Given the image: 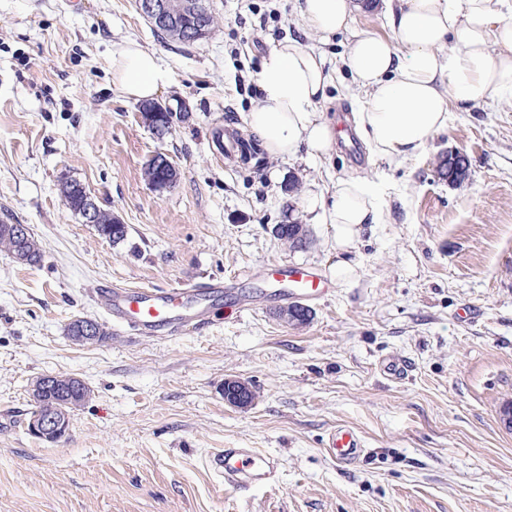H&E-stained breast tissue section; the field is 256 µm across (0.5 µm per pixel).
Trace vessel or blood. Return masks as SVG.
Returning <instances> with one entry per match:
<instances>
[{
  "mask_svg": "<svg viewBox=\"0 0 512 512\" xmlns=\"http://www.w3.org/2000/svg\"><path fill=\"white\" fill-rule=\"evenodd\" d=\"M270 276L276 285L274 297L285 301L311 300L326 295L327 290L317 274L310 269L273 265ZM221 280L210 279L180 288H100L95 296L120 326L153 336L186 333L204 325L210 316L211 304L222 297ZM329 447L337 462L354 464L363 452L357 434L347 427L337 428L329 438ZM210 467L224 479L226 486L241 491L254 486L275 487L278 483V462L269 454L254 448H227L213 454Z\"/></svg>",
  "mask_w": 512,
  "mask_h": 512,
  "instance_id": "obj_1",
  "label": "vessel or blood"
}]
</instances>
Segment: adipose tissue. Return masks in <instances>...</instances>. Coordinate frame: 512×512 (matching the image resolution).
<instances>
[{"label":"adipose tissue","mask_w":512,"mask_h":512,"mask_svg":"<svg viewBox=\"0 0 512 512\" xmlns=\"http://www.w3.org/2000/svg\"><path fill=\"white\" fill-rule=\"evenodd\" d=\"M356 0H303L307 28L330 37L348 30ZM392 38L355 36L342 63L367 97L357 127L372 153L399 164L421 155L448 127L451 111L512 97V0H403L390 13ZM172 74L157 55L129 43L112 54V80L136 102L153 99ZM331 75L322 53L291 38L279 43L258 73L261 103L248 123L272 156L307 151L321 157L338 135L316 111ZM309 210L336 227V276L354 272L344 253L365 225L380 221V193L365 179L339 181Z\"/></svg>","instance_id":"1"}]
</instances>
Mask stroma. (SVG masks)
Returning a JSON list of instances; mask_svg holds the SVG:
<instances>
[{
  "label": "stroma",
  "mask_w": 512,
  "mask_h": 512,
  "mask_svg": "<svg viewBox=\"0 0 512 512\" xmlns=\"http://www.w3.org/2000/svg\"><path fill=\"white\" fill-rule=\"evenodd\" d=\"M206 3L215 28L184 46L157 37L135 0H0V215L28 225L42 250L36 265L0 251V512H512V432L498 421L512 399V98L453 113L399 166L355 160L337 141L319 158L228 167L213 129L247 131L273 47L296 38L322 52L334 81L318 109L351 119L366 94L341 56L354 34L392 30L385 0H365L327 40L306 29L301 0ZM129 43L173 74L156 96L179 114L165 135L112 82V52ZM451 150L470 162L458 184L439 173ZM158 153L179 170L162 193L143 174ZM64 177L121 217L123 243L65 206ZM347 178L379 185L382 217L351 245L357 268L339 281L334 227L307 202ZM289 222L309 227L308 247L274 237ZM272 262L333 281L309 302L308 324H286L283 302L267 301L146 336L114 327L94 301L103 283L234 286ZM77 317L111 336L73 343ZM391 358L407 362L405 379L384 373ZM44 374L93 391L55 443L27 431L30 383ZM228 378L254 386L250 406L225 403ZM339 426L366 450L350 467L329 451ZM224 448L275 456L278 486L225 487L206 467Z\"/></svg>",
  "instance_id": "stroma-1"
}]
</instances>
